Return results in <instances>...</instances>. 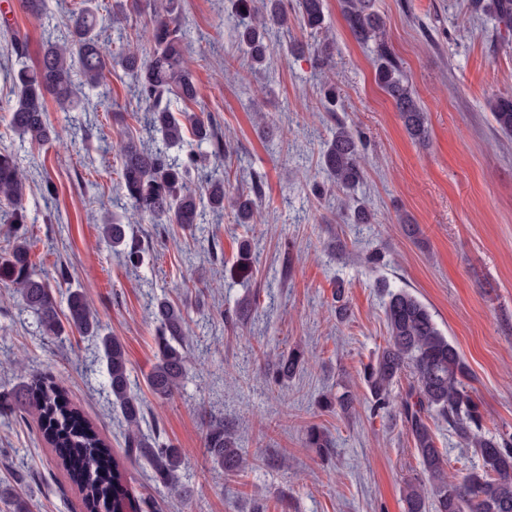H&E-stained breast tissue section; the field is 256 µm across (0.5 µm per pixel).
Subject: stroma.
<instances>
[{"label": "stroma", "instance_id": "obj_1", "mask_svg": "<svg viewBox=\"0 0 512 512\" xmlns=\"http://www.w3.org/2000/svg\"><path fill=\"white\" fill-rule=\"evenodd\" d=\"M189 31L185 49L197 107L211 116L232 152L224 162L231 190L260 181V221L236 223L232 210L201 207L196 224H153L132 214L120 189L119 129L151 133L129 77L108 74L109 106L46 115L58 138L19 143L5 115L13 97L10 39L26 41L35 66L49 30L68 21L70 0H47L37 19L20 5L0 10V149L13 151L29 177L24 229L35 271L56 288L81 290L107 332L125 346L144 433L181 449L184 495L153 481L143 463L125 461L124 423L103 389L106 365L91 340L44 337L12 289L0 285V390L20 380L15 361L61 383L69 400L124 461L129 484L153 512H404L402 489L421 466L400 420L372 416L362 369L387 336V288L423 302L472 369L490 430L512 432V138L495 132L487 107L512 94V35L475 17L461 24L468 0H374L385 39L428 118L425 143L412 141L393 101L375 80L373 54L352 36L339 0H325L336 43L326 76L339 99L320 110L321 83L311 50L292 51L297 21L270 36L266 65L246 68L230 0H180ZM343 120L368 144L365 181L355 195L374 214L348 223L342 194L328 186L320 156ZM51 179L55 195L43 190ZM111 212L142 248L125 264L101 234ZM410 216L421 241L399 226ZM249 241L250 281L236 257ZM347 313L337 319L333 293ZM187 304L192 330L189 375L171 399H155L146 377L155 361L156 299ZM300 350L304 362L285 384L266 377L268 362ZM350 392L354 407L322 408ZM223 418L249 462L226 476L204 455L206 425ZM331 439L329 455L305 445L308 427ZM449 479L479 468L447 424L437 428ZM25 477L33 512H85L82 496L44 440L36 413L0 424V482Z\"/></svg>", "mask_w": 512, "mask_h": 512}]
</instances>
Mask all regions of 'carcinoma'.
<instances>
[{"label": "carcinoma", "mask_w": 512, "mask_h": 512, "mask_svg": "<svg viewBox=\"0 0 512 512\" xmlns=\"http://www.w3.org/2000/svg\"><path fill=\"white\" fill-rule=\"evenodd\" d=\"M143 25L135 36L153 46L143 55L134 40L123 33L121 17H103L99 0H80L70 12L67 32L50 37L39 63L22 64L13 73L15 101L8 109V125L22 142L43 145L53 138L46 123V97L62 111L78 107L71 74L79 66L82 83L109 99L106 74L119 67L135 79L138 99L147 106V124L160 135L154 146L128 138L121 142L120 186L134 212L159 224L195 223L200 201L222 211L229 207L240 224H255L260 218L254 199L226 191L224 158L229 147L218 135L212 119L196 113L198 90L184 57L186 29L173 0H145ZM238 42L256 66L270 52L266 41L271 27L288 28V0H266L256 12L252 0H235ZM341 13L354 39L372 48L376 81L395 102L408 135L417 141L427 137L426 113L407 75L391 52L384 35V22L373 10L372 0H340ZM295 17L307 34L315 37L326 29L324 0H296ZM471 12L492 20L496 30L512 33V0H471ZM117 25L118 47L105 52L98 39V26ZM334 44L318 43L316 67L333 61ZM183 108L172 111V102ZM499 131L512 136V94L488 100ZM192 134L200 150L182 158L180 148ZM365 141L356 130L336 120V130L326 143L321 166L336 189L348 194L364 179L362 165ZM210 168L196 182L193 171ZM27 175L15 155L0 150V219L7 224H24L23 207ZM102 233L113 248L121 247L130 262L139 259V243L128 237L123 224L103 219ZM0 283L14 289L22 305L36 318L42 334L60 339L66 331L94 338L103 352L109 394L126 423L124 454L130 461L147 464L154 478L171 490L180 491L179 471L183 460L179 449L141 431L143 410L131 389L127 353L121 342L105 332L89 309L84 294L71 290L67 314L60 315L50 282L36 277L31 245L19 236L0 253ZM384 315L387 340L373 361L364 367L363 380L370 393V410L375 416H395L402 422L420 460L424 479L409 482L403 489L405 512H512V433L490 431L480 409L473 374L433 319L428 308L405 289L387 290ZM157 322V356L147 375L149 390L159 399L172 397L187 371L186 346L190 328L184 310L163 298L154 307ZM300 353L291 350L272 363V378L280 382L293 375ZM411 380L399 393L393 387L405 372ZM35 410L40 431L67 469L71 482L82 495L86 512H144L147 499H135L126 485L120 462L98 431L68 400L62 386L38 373H31L5 397H0V415L21 417ZM448 430L463 448H472L482 466L458 481L448 480L445 452L438 447L436 422ZM309 448L330 451L332 442L316 426L307 430ZM206 454L227 475L244 472L247 460L224 419L214 418L205 435ZM0 503L6 512H32L31 499L21 488L0 484Z\"/></svg>", "instance_id": "cac0c4a2"}]
</instances>
